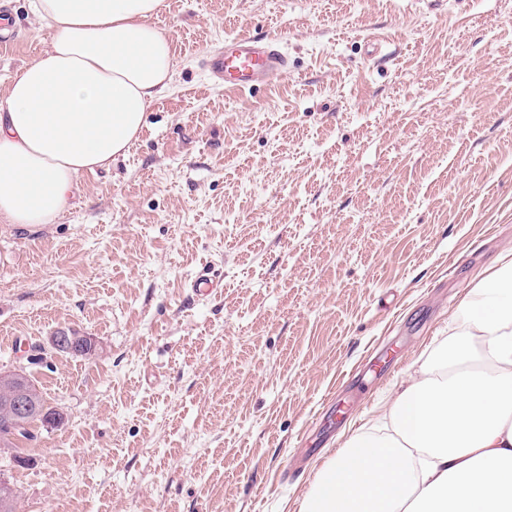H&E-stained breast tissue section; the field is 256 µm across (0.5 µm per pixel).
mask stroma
<instances>
[{"mask_svg":"<svg viewBox=\"0 0 512 512\" xmlns=\"http://www.w3.org/2000/svg\"><path fill=\"white\" fill-rule=\"evenodd\" d=\"M0 11L2 96L52 32ZM154 23L173 83L128 155L51 224L0 223V371L65 416L0 476L17 512H300L512 249V0H163ZM272 28L287 75L208 82L210 50ZM72 334L76 338L79 337L78 333H76V332H73ZM73 336L69 335L66 332L57 333L55 336H51L50 344L53 348H59L60 346H63L67 350H69L71 352H76V353L77 352L79 353L82 350H85L81 354L65 352V351H63V353L74 354L76 356H81L86 359H92L93 356L95 355V353H93L92 351H96L98 349L97 344L94 341V339H92L89 336H82V339L84 341L80 340L78 343ZM87 348H90L92 351L89 349L86 350Z\"/></svg>","mask_w":512,"mask_h":512,"instance_id":"obj_1","label":"stroma"}]
</instances>
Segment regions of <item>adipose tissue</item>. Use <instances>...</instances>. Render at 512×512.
Wrapping results in <instances>:
<instances>
[{
	"mask_svg": "<svg viewBox=\"0 0 512 512\" xmlns=\"http://www.w3.org/2000/svg\"><path fill=\"white\" fill-rule=\"evenodd\" d=\"M162 0H31L54 31L0 98V223L37 228L110 167L173 82ZM301 512H512V251L448 340L318 471Z\"/></svg>",
	"mask_w": 512,
	"mask_h": 512,
	"instance_id": "1",
	"label": "adipose tissue"
}]
</instances>
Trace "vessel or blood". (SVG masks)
I'll use <instances>...</instances> for the list:
<instances>
[{"instance_id":"obj_1","label":"vessel or blood","mask_w":512,"mask_h":512,"mask_svg":"<svg viewBox=\"0 0 512 512\" xmlns=\"http://www.w3.org/2000/svg\"><path fill=\"white\" fill-rule=\"evenodd\" d=\"M283 37L271 32L257 37L237 34L232 44L206 56L204 66L214 83L245 91L287 73L289 62L281 48Z\"/></svg>"}]
</instances>
